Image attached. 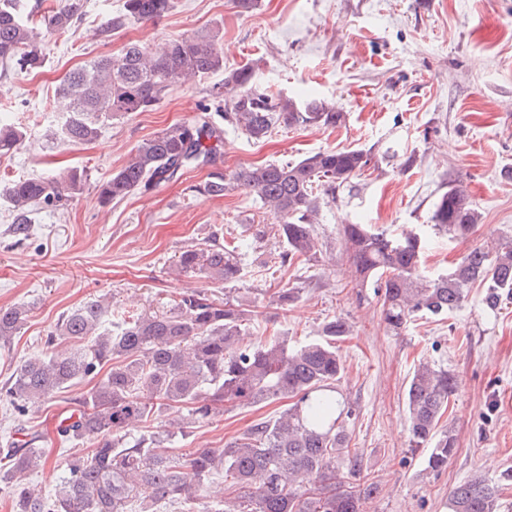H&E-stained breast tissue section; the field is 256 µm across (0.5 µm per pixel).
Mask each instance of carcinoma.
I'll return each mask as SVG.
<instances>
[{
  "mask_svg": "<svg viewBox=\"0 0 512 512\" xmlns=\"http://www.w3.org/2000/svg\"><path fill=\"white\" fill-rule=\"evenodd\" d=\"M81 0H59L37 16L26 0H0V64L35 69L42 61L37 39L69 30ZM174 0H123V10L104 31L157 21ZM224 73L209 96L224 104V121L246 137L261 140L277 129L335 127L343 114L322 99L298 102L256 83L248 65L228 69L217 32L171 40L155 47L128 43L120 53L92 58L71 72L58 89L66 101L52 139L67 144L94 140L101 123L115 116L152 110L170 88L189 79ZM23 142V133L0 117V154ZM224 148V128L211 120L208 105L189 122L168 126L139 142L130 160L99 187L102 203L121 201L169 181L188 168L214 165ZM373 160L369 150H323L297 161L251 165L234 172L217 169L189 187L191 196L221 197L244 181L255 200L275 219L257 227L281 243V266L317 254L315 230L321 205L336 203ZM83 173L18 178L4 188L16 212L15 233H26L31 215L60 205L80 187ZM481 213L460 187L448 186L435 205L429 229L448 240L475 231ZM340 236L356 286L374 288L380 317L398 336L417 318L444 317L478 284L494 307L512 296V237L491 248L474 247L446 273L422 268L429 236L414 227L400 235L370 224H344ZM176 271L224 284V298L205 290L185 291L170 302L126 312L112 322V304L92 299L63 315L47 337L46 356L24 361L4 387L19 412L73 383L94 381L64 418L59 434L86 440L93 450L71 458L51 498L29 484L30 474L49 463L36 438L0 448V490L14 512H157L163 504L181 512H363L378 486L369 475L358 480V449L350 447L347 421L353 405L338 390L344 365L336 340L349 327L340 318L324 324L322 336L291 346L286 336L253 343L240 340L246 326L262 315L236 294L245 272L240 253L212 242L176 256ZM299 297L285 286L270 304L284 308ZM22 306L0 307V344L20 331ZM456 378L445 368L423 363L406 395V426L412 448H426V469L438 473L456 453L452 431L441 424ZM277 400L289 406L260 420L222 448H196L186 457L170 453L167 438L230 408ZM169 412L167 437L131 434L151 415ZM229 481L223 507L215 510L209 489L217 476ZM499 485L475 473L448 496V512H498Z\"/></svg>",
  "mask_w": 512,
  "mask_h": 512,
  "instance_id": "1",
  "label": "carcinoma"
}]
</instances>
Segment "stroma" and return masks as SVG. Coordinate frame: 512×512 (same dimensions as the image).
<instances>
[{"instance_id": "35a3bbf8", "label": "stroma", "mask_w": 512, "mask_h": 512, "mask_svg": "<svg viewBox=\"0 0 512 512\" xmlns=\"http://www.w3.org/2000/svg\"><path fill=\"white\" fill-rule=\"evenodd\" d=\"M122 2L82 0L71 29L40 43L42 67L0 68V115L25 133L20 149L0 155V187L51 167L87 172L79 191L57 209L38 211L21 235L0 196V306L28 309L20 332L0 344V387L22 361L46 354L58 319L89 299L109 298L118 315L190 289L223 296V284L168 272L180 251L214 239L238 247L246 268L239 295L265 307L247 340L275 334L298 345L319 338L331 319L347 323L348 336L336 343L345 364L339 390L355 410L350 445L361 449L363 473L379 484L363 512H448L450 491L473 473L500 480L512 469V299L491 309L476 287L445 319L393 335L380 319L378 296L355 286L339 228L359 223L397 232L429 223L456 179L482 222L465 241L432 238L425 270L446 272L470 248L512 236V0H258L247 13L233 0H174L162 20L102 32ZM210 28L223 34L227 67L254 64L260 85L297 100H326L344 114L335 127L281 130L260 141L227 130L218 167L234 171L325 149L374 151L376 165L357 179L353 196L323 206L320 250L302 264L280 267L278 241L256 237L257 225L273 218L248 187L190 197L189 186L207 177L202 168L118 202L99 200V185L134 147L195 116L222 74L172 88L151 111L105 122L90 143L46 138L63 107L56 89L84 61L131 41L155 46ZM286 284L298 288V300L285 310L269 307ZM426 361L447 367L458 382L442 418L458 448L438 473L426 471L425 451L410 447L404 425L409 379ZM90 386L82 380L23 416L0 396V445L36 435L49 454L32 476L43 495L53 494L72 456L91 449L57 434ZM284 407L275 401L234 408L173 435L169 446L179 457L223 447Z\"/></svg>"}]
</instances>
